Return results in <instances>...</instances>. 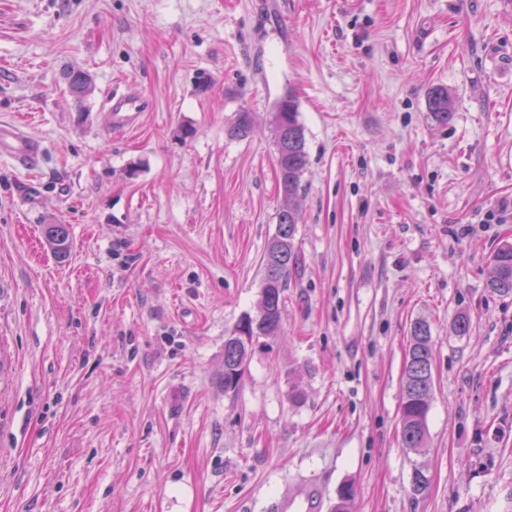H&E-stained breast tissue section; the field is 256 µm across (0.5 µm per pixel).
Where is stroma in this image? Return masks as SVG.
<instances>
[{
    "label": "stroma",
    "mask_w": 512,
    "mask_h": 512,
    "mask_svg": "<svg viewBox=\"0 0 512 512\" xmlns=\"http://www.w3.org/2000/svg\"><path fill=\"white\" fill-rule=\"evenodd\" d=\"M440 84L447 125L427 110ZM129 90L137 126L112 131L106 101ZM288 91L299 267L281 335L228 393ZM242 112L251 132L229 137ZM0 119L41 147L29 175L0 158V512H268L299 479L330 507L352 485L353 512H512V294L488 287L512 243V0H0ZM45 224L68 226L67 261ZM418 319L433 392L415 453ZM427 108L431 118L440 125L451 123L454 118V99L446 86H435L428 92ZM430 327L416 321L411 328L409 352L403 367L401 442L419 451L428 439L427 416L432 400V347Z\"/></svg>",
    "instance_id": "1"
}]
</instances>
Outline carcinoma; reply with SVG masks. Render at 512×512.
<instances>
[{
  "mask_svg": "<svg viewBox=\"0 0 512 512\" xmlns=\"http://www.w3.org/2000/svg\"><path fill=\"white\" fill-rule=\"evenodd\" d=\"M69 89L77 95L90 92V79L82 71L67 75ZM427 108L440 125L454 118V99L446 86H435L428 92ZM252 123L248 112L239 114L228 135L242 138ZM269 127L276 150L277 179L283 202L277 213V230L269 242L261 262V291L258 313L242 316L232 333L224 338V392L236 391L250 352L244 337L252 340L276 336L281 331V313L285 291L299 258L296 231L299 216L293 200L307 164L304 128L298 119V103L292 93L280 98L270 113ZM45 239L58 261L71 252L69 228L65 224L43 225ZM494 276L491 291L512 294V243H504L490 256ZM432 347L430 327L417 321L411 328L409 352L403 367L401 393L402 446L418 451L427 444V416L432 400Z\"/></svg>",
  "mask_w": 512,
  "mask_h": 512,
  "instance_id": "cac0c4a2",
  "label": "carcinoma"
}]
</instances>
